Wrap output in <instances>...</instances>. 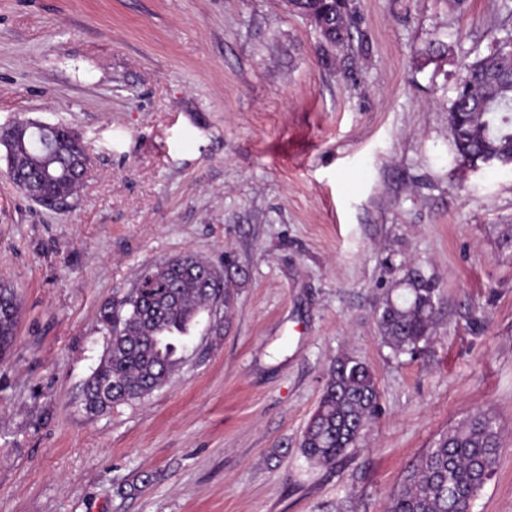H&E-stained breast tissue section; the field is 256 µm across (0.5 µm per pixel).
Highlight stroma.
<instances>
[{
    "instance_id": "stroma-1",
    "label": "stroma",
    "mask_w": 512,
    "mask_h": 512,
    "mask_svg": "<svg viewBox=\"0 0 512 512\" xmlns=\"http://www.w3.org/2000/svg\"><path fill=\"white\" fill-rule=\"evenodd\" d=\"M323 56L287 0H0V126H71L93 169L48 207L0 159V512H385L405 467L493 416L472 512H512V167L464 165L448 126L465 62L512 0H351ZM191 253L230 267L149 397L91 415L99 309ZM440 283L430 343L395 353L378 307L411 265ZM378 412L332 465L303 456L336 358ZM20 319V302L15 289L0 283V359L11 350Z\"/></svg>"
}]
</instances>
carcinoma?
Instances as JSON below:
<instances>
[{
	"instance_id": "1",
	"label": "carcinoma",
	"mask_w": 512,
	"mask_h": 512,
	"mask_svg": "<svg viewBox=\"0 0 512 512\" xmlns=\"http://www.w3.org/2000/svg\"><path fill=\"white\" fill-rule=\"evenodd\" d=\"M310 18L322 38L321 51L347 43L354 15L349 0H289ZM448 125L462 159L512 157V39L506 37L487 55L463 64ZM14 148L6 152L12 181L37 179L31 200L46 206L71 197L79 170L72 161V142L63 129L12 132ZM188 254L181 263L157 264L138 276L136 287L118 301L105 303L100 324L110 341L98 367L85 383L83 405L97 414L128 401L143 399L161 387L179 367L182 341L198 315L216 304L213 285L223 284L224 309L231 307L230 278ZM399 288L378 309L380 334L396 353L422 351L432 335L440 298L438 280L410 266ZM20 319L15 289L0 283V359L11 350ZM379 393L371 368L350 356L327 370L321 398L303 432L301 448L315 464L328 465L357 445L375 417ZM500 435L495 419L478 412L440 436L405 470L390 494L386 512H468L491 477Z\"/></svg>"
}]
</instances>
